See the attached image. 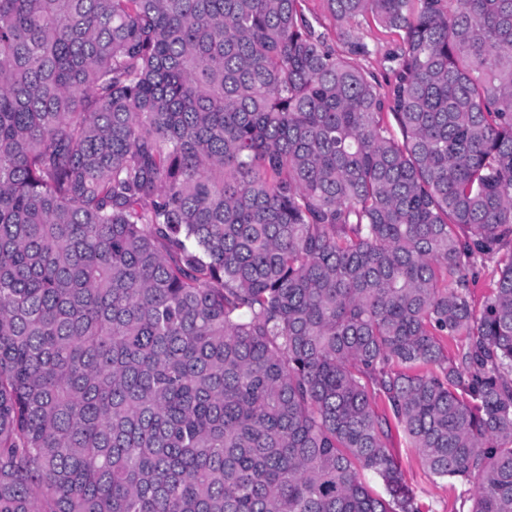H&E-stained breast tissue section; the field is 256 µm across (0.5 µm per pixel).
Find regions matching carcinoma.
Wrapping results in <instances>:
<instances>
[{
    "label": "carcinoma",
    "instance_id": "1",
    "mask_svg": "<svg viewBox=\"0 0 512 512\" xmlns=\"http://www.w3.org/2000/svg\"><path fill=\"white\" fill-rule=\"evenodd\" d=\"M323 2L0 0V512H512V0ZM360 32L372 53L368 56L360 57L358 59L359 65L365 70L374 73L380 83L381 91H386L389 82L392 81V75L385 70L382 58L389 49L394 47L391 38L371 19H361ZM388 448L399 463L404 481L414 495L420 512H458L460 496L473 489L472 483L439 479L428 472L416 448L401 427L392 422Z\"/></svg>",
    "mask_w": 512,
    "mask_h": 512
}]
</instances>
